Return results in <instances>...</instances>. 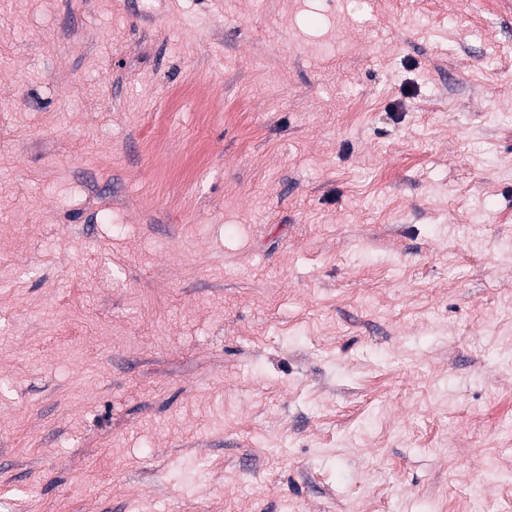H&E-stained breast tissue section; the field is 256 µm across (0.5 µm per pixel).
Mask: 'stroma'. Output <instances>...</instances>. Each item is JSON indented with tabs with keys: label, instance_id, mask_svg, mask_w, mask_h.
<instances>
[{
	"label": "stroma",
	"instance_id": "1",
	"mask_svg": "<svg viewBox=\"0 0 512 512\" xmlns=\"http://www.w3.org/2000/svg\"><path fill=\"white\" fill-rule=\"evenodd\" d=\"M428 9L0 0V512H512V11Z\"/></svg>",
	"mask_w": 512,
	"mask_h": 512
}]
</instances>
